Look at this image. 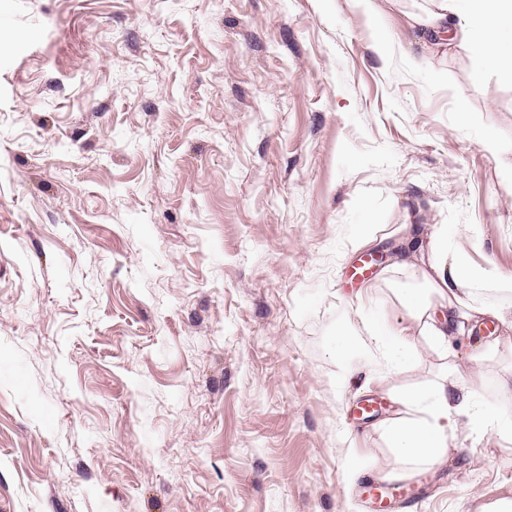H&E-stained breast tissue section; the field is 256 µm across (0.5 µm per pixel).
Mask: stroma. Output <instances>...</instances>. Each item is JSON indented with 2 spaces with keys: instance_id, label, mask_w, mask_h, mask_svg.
<instances>
[{
  "instance_id": "35a3bbf8",
  "label": "stroma",
  "mask_w": 512,
  "mask_h": 512,
  "mask_svg": "<svg viewBox=\"0 0 512 512\" xmlns=\"http://www.w3.org/2000/svg\"><path fill=\"white\" fill-rule=\"evenodd\" d=\"M443 2L440 41L415 20ZM374 3L385 56L356 0H0V512H403L367 479L512 504V439L409 465L384 431L458 375L512 414V354L364 346L405 316L397 225L512 272V78L463 0ZM373 346L380 359L390 369L401 371L413 365L417 360V351L409 338V327L402 319L391 321L383 317L368 328Z\"/></svg>"
}]
</instances>
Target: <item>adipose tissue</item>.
I'll return each instance as SVG.
<instances>
[{"label": "adipose tissue", "mask_w": 512, "mask_h": 512, "mask_svg": "<svg viewBox=\"0 0 512 512\" xmlns=\"http://www.w3.org/2000/svg\"><path fill=\"white\" fill-rule=\"evenodd\" d=\"M466 29L474 64L480 69L512 71V0H469ZM393 235L401 244L398 265L406 270L413 287L400 291V304L416 323L419 333L436 348L453 351L458 336L472 333L475 325L490 322L512 328V306L479 305L473 286L489 285L512 295V272L482 266L471 259L469 248L459 247L453 234L440 229L422 237L416 226L398 225ZM369 334L381 360L401 371L417 360V351L402 321L381 319ZM402 417L387 425L390 446L399 459H443L450 442L464 423L487 426L502 437L512 436V416L480 404L467 379L449 386L406 392L401 397Z\"/></svg>", "instance_id": "obj_1"}]
</instances>
